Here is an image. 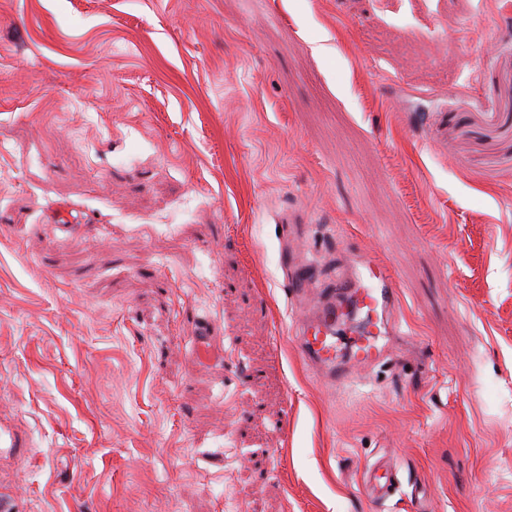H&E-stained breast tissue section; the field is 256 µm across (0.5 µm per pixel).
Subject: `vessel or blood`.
Returning <instances> with one entry per match:
<instances>
[{
  "instance_id": "obj_1",
  "label": "vessel or blood",
  "mask_w": 512,
  "mask_h": 512,
  "mask_svg": "<svg viewBox=\"0 0 512 512\" xmlns=\"http://www.w3.org/2000/svg\"><path fill=\"white\" fill-rule=\"evenodd\" d=\"M282 265L296 313V347L322 382L352 384L360 368L384 359L389 341L400 333L399 291L387 269L356 256L324 285L319 268L302 254L284 255ZM396 489L397 477L387 465L365 470L362 492L370 502L389 498Z\"/></svg>"
}]
</instances>
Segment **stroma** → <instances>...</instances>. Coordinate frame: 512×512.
Returning a JSON list of instances; mask_svg holds the SVG:
<instances>
[{
    "mask_svg": "<svg viewBox=\"0 0 512 512\" xmlns=\"http://www.w3.org/2000/svg\"><path fill=\"white\" fill-rule=\"evenodd\" d=\"M296 224L400 288L343 388ZM0 434L24 512H512V0H0ZM397 490L396 474L385 464L369 466L362 481V493L372 503L391 497Z\"/></svg>",
    "mask_w": 512,
    "mask_h": 512,
    "instance_id": "obj_1",
    "label": "stroma"
}]
</instances>
